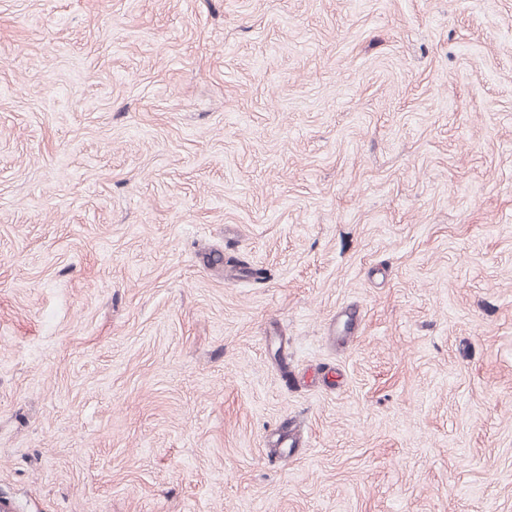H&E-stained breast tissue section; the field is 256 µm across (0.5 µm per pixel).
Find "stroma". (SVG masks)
I'll list each match as a JSON object with an SVG mask.
<instances>
[{"mask_svg": "<svg viewBox=\"0 0 512 512\" xmlns=\"http://www.w3.org/2000/svg\"><path fill=\"white\" fill-rule=\"evenodd\" d=\"M0 499L512 512V0H0Z\"/></svg>", "mask_w": 512, "mask_h": 512, "instance_id": "obj_1", "label": "stroma"}]
</instances>
